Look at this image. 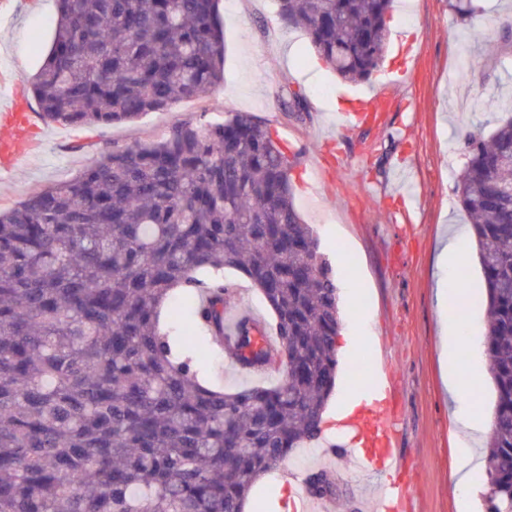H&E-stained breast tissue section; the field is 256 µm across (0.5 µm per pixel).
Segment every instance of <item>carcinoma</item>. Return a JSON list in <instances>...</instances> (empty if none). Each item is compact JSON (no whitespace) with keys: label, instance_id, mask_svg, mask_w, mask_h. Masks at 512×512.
Segmentation results:
<instances>
[{"label":"carcinoma","instance_id":"1","mask_svg":"<svg viewBox=\"0 0 512 512\" xmlns=\"http://www.w3.org/2000/svg\"><path fill=\"white\" fill-rule=\"evenodd\" d=\"M57 20L30 81L44 120L132 123L224 83L217 0H55ZM393 0H277L348 82L384 64ZM456 185L486 290L496 393L486 512H512V111L464 137ZM292 162L247 112L157 142L113 147L69 180L0 209V512H243L249 490L321 437L336 383L339 294L293 201ZM241 272L272 310L284 377L211 389L199 332H223ZM209 269L208 281L197 277ZM183 339L161 332L174 293ZM228 353L254 357L240 338ZM313 496L333 495L322 470Z\"/></svg>","mask_w":512,"mask_h":512}]
</instances>
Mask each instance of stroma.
Wrapping results in <instances>:
<instances>
[{
    "instance_id": "1",
    "label": "stroma",
    "mask_w": 512,
    "mask_h": 512,
    "mask_svg": "<svg viewBox=\"0 0 512 512\" xmlns=\"http://www.w3.org/2000/svg\"><path fill=\"white\" fill-rule=\"evenodd\" d=\"M388 19L383 67L360 83L342 81L315 63L302 32L285 28L275 0H219L224 23V85L213 95L185 99L134 123L108 127H45L33 158L0 171V208L34 190L65 180L109 146L160 140L180 122L213 123L248 112L295 152L294 203L311 224L320 250L339 280L340 326L372 337L368 355L378 374L396 382V409L404 433L403 477L414 512H459L456 488L458 428L454 397L443 387L439 280L463 282L470 317L468 354L484 359L485 289L476 262L439 267L444 240L469 226L455 194L464 166L461 136L489 119V99L512 108V57L486 62L471 32L495 36L512 17V0H486L484 12L460 17L448 0H408ZM55 0L19 5L0 0V60L9 75L29 80L50 47ZM384 93L373 123L343 132L336 120L351 99ZM303 93V118L285 112L290 92ZM205 379L227 391L277 383L271 372L255 378L231 370L221 353L199 362ZM336 469L337 506L368 485L350 458L330 464L321 450H294L257 488L269 512H288L282 496L313 469Z\"/></svg>"
}]
</instances>
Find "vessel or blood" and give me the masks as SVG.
Returning a JSON list of instances; mask_svg holds the SVG:
<instances>
[{"instance_id":"vessel-or-blood-1","label":"vessel or blood","mask_w":512,"mask_h":512,"mask_svg":"<svg viewBox=\"0 0 512 512\" xmlns=\"http://www.w3.org/2000/svg\"><path fill=\"white\" fill-rule=\"evenodd\" d=\"M383 104L382 96L357 98L342 114V129L372 117ZM37 125L34 115L24 103L23 86L15 84L10 101L0 107V165L12 168L34 147ZM387 393L363 402L348 424L355 433L353 443L344 438L327 443L324 454L329 459L341 458L346 449H353L352 461L356 472L376 477L380 490L362 502L364 512H405L408 485L400 473L403 469L398 448L401 433L387 406ZM290 512H333L331 498L315 497L301 492L288 501Z\"/></svg>"}]
</instances>
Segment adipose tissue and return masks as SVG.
Instances as JSON below:
<instances>
[{
  "mask_svg": "<svg viewBox=\"0 0 512 512\" xmlns=\"http://www.w3.org/2000/svg\"><path fill=\"white\" fill-rule=\"evenodd\" d=\"M439 304L444 312L446 321L442 337L441 369L443 380L454 397H461L476 382L481 375V367L477 364H462L456 353L462 336L460 325L467 315V293L465 289L440 288L438 291ZM461 426L462 438L457 448L460 466L457 471L456 485L463 494L461 506L464 512H469L474 498L480 492V486L475 479V440L488 421L487 415L475 412L472 407L461 405L455 411Z\"/></svg>",
  "mask_w": 512,
  "mask_h": 512,
  "instance_id": "1",
  "label": "adipose tissue"
}]
</instances>
